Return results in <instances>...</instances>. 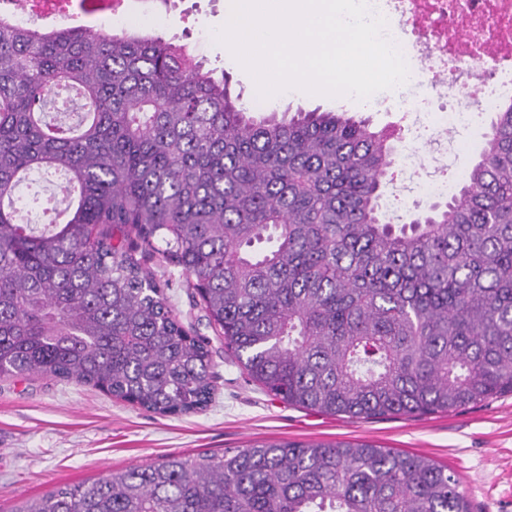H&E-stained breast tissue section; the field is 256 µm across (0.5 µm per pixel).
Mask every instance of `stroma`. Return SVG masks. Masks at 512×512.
I'll return each instance as SVG.
<instances>
[{
    "label": "stroma",
    "mask_w": 512,
    "mask_h": 512,
    "mask_svg": "<svg viewBox=\"0 0 512 512\" xmlns=\"http://www.w3.org/2000/svg\"><path fill=\"white\" fill-rule=\"evenodd\" d=\"M230 0H133V22L142 33L195 49L206 68L225 75L231 95L248 107L295 113L320 109L368 121L382 130L401 121L413 98L440 104L429 73L414 60L415 79L402 91L377 92L374 104L298 93L259 103L256 83L232 53L215 39ZM489 122L454 137L455 149L438 179L459 190L478 161ZM435 135L426 128L408 170L394 169L381 187L382 215L407 224L428 214L437 198L421 194L424 164L430 163ZM143 266L166 284L175 312L190 331L211 337L219 379L213 402L201 412L163 417L113 399L90 386L41 377L0 381V512L19 501L42 497L66 485L92 483L111 473L168 453H222L254 441H368L385 448L424 455L447 466L469 502L470 512H512V394L505 393L459 411L374 419L329 416L288 405L252 382L224 350L205 311L193 304L179 269L160 254Z\"/></svg>",
    "instance_id": "stroma-1"
}]
</instances>
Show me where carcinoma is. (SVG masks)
I'll list each match as a JSON object with an SVG mask.
<instances>
[{"label": "carcinoma", "mask_w": 512, "mask_h": 512, "mask_svg": "<svg viewBox=\"0 0 512 512\" xmlns=\"http://www.w3.org/2000/svg\"><path fill=\"white\" fill-rule=\"evenodd\" d=\"M385 134L335 112L251 115L161 36L0 20V380L95 387L161 416L213 401L137 253L180 269L265 393L332 416L512 393V102L442 209L395 226ZM63 176L50 224L17 189ZM15 512H469L448 468L369 442L170 453Z\"/></svg>", "instance_id": "cac0c4a2"}]
</instances>
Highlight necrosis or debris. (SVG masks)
Listing matches in <instances>:
<instances>
[{"label":"necrosis or debris","instance_id":"necrosis-or-debris-1","mask_svg":"<svg viewBox=\"0 0 512 512\" xmlns=\"http://www.w3.org/2000/svg\"><path fill=\"white\" fill-rule=\"evenodd\" d=\"M403 56L427 64L432 87H453L455 107L433 108L438 131L457 127L461 105L481 100L484 111L512 95V0H369ZM493 64V74L483 73Z\"/></svg>","mask_w":512,"mask_h":512}]
</instances>
